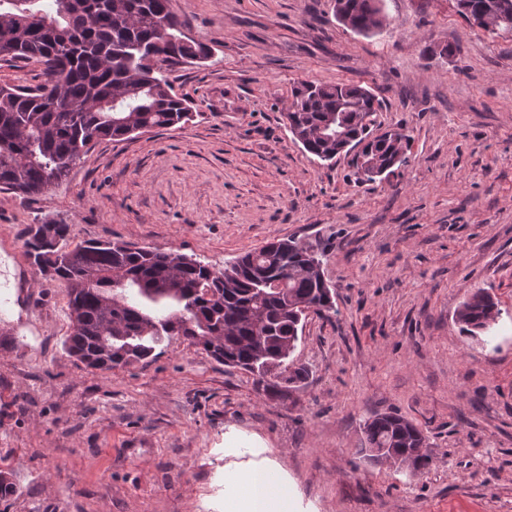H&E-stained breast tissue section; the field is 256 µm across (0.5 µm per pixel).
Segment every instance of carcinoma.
<instances>
[{"mask_svg": "<svg viewBox=\"0 0 512 512\" xmlns=\"http://www.w3.org/2000/svg\"><path fill=\"white\" fill-rule=\"evenodd\" d=\"M0 0V60L34 59L42 83L34 89L0 85V189L34 196L67 177L101 139L190 118V101L172 93L155 61L202 62L209 48L184 32L170 0ZM381 0H336V18L355 33L385 26ZM477 27L499 20L512 31V0H458ZM381 101L352 83H303L293 91L288 130L306 137L304 150L322 161L336 142L316 135L341 121L346 137L364 145L380 166L397 170L407 145L370 137ZM66 224L27 227L25 256L39 273L51 269L68 296L72 334L66 353L91 369H118L155 357L174 336L215 361L286 384L307 371L289 360L302 316L334 303L322 259L310 243L274 240L239 255L224 268L149 246L98 240L72 246ZM500 311L484 289L472 292L457 321L471 336L486 331ZM360 453L417 448L421 431L403 417L379 413L363 424Z\"/></svg>", "mask_w": 512, "mask_h": 512, "instance_id": "carcinoma-1", "label": "carcinoma"}]
</instances>
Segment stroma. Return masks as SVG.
<instances>
[{
	"label": "stroma",
	"mask_w": 512,
	"mask_h": 512,
	"mask_svg": "<svg viewBox=\"0 0 512 512\" xmlns=\"http://www.w3.org/2000/svg\"><path fill=\"white\" fill-rule=\"evenodd\" d=\"M201 63L167 68L192 117L94 143L35 196L0 191V512H227L226 477L276 472L286 512H512V33L456 0H382L364 36L335 0H171ZM455 52L441 56L442 46ZM301 81L360 84L405 130L399 175L359 182L285 125ZM122 240L223 267L273 239L325 250L336 310L309 314L293 354L309 375L269 387L181 339L144 364L91 370L63 344L60 282L37 274L28 225ZM486 289L500 316L456 320ZM397 413L432 462L411 477L359 451ZM500 311L484 289L472 292L457 314L462 331L471 336L486 331L499 316Z\"/></svg>",
	"instance_id": "stroma-1"
}]
</instances>
